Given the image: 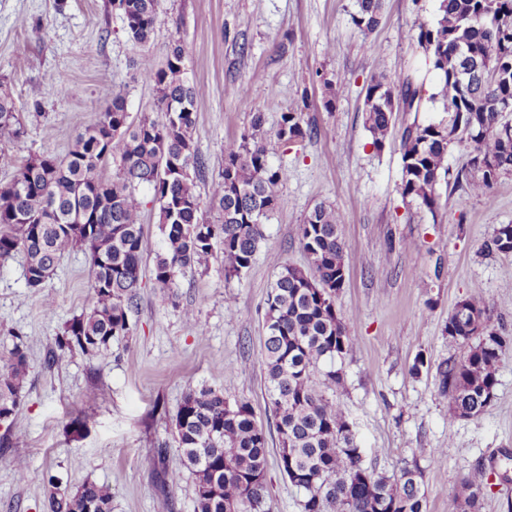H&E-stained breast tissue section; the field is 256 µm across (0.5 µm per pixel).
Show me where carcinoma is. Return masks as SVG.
Listing matches in <instances>:
<instances>
[{
	"mask_svg": "<svg viewBox=\"0 0 512 512\" xmlns=\"http://www.w3.org/2000/svg\"><path fill=\"white\" fill-rule=\"evenodd\" d=\"M356 3L355 24L375 28L381 0ZM111 4L129 36L148 42L157 0ZM416 41L439 76L448 123L414 124L402 131L401 193L431 210L437 186L450 176L446 159L455 145L473 144L465 167L454 176V184L465 185L471 194H486L512 175V121L504 115L512 112V0H439L435 21L419 24ZM459 49L482 65L470 89L457 78ZM184 58L182 42L174 39L163 63L149 56L138 62L139 74L155 90L162 121H128L125 96L116 92L97 123L76 136L64 160L43 153L27 160L11 181L0 183V263L22 254L29 287H41L64 254L83 250L89 256L93 306L65 323L49 366L60 352L94 356L130 332L128 311L138 297L143 260L136 187H152L159 203L164 253L156 257L152 274L164 290L177 287V270L208 255L217 238L224 246L227 280L240 276L261 247L263 219L275 208L277 188L288 179V170L269 165L263 117L255 113L252 132L229 145L224 171L211 185L220 222H204L195 190L203 164L194 160L192 137L195 104L204 89L187 81ZM398 100L411 112L421 111L423 89L414 71L403 68L371 78L364 124L378 150L392 133ZM25 133L14 99L0 88V142L19 140ZM309 136L299 113L282 114L276 132L281 146ZM108 161L116 165L110 180L100 173ZM343 223V216L325 205L305 216L299 242L308 266H281L265 302L261 359L276 418L278 461H288L282 473L304 491L302 512H426L417 464L405 465L392 477L365 466L353 423L330 396L343 381L336 359L355 341L350 318L334 302L345 279ZM491 247L512 253V224L496 229ZM446 332L450 342L468 350L438 365L440 394L448 398L450 418L477 417L494 399L506 337L475 298L456 304ZM475 337L478 343L469 344ZM29 369L18 343L0 360V423L20 406ZM175 441L184 466L195 476L194 512H266L268 440L250 403L231 404L209 387L187 392L175 417ZM47 483L46 512H112V489L105 483L86 481L62 490L53 475ZM490 487V473L474 469L449 497L448 512H478Z\"/></svg>",
	"mask_w": 512,
	"mask_h": 512,
	"instance_id": "carcinoma-1",
	"label": "carcinoma"
}]
</instances>
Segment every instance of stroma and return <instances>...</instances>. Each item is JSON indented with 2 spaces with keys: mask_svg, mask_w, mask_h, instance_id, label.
Returning a JSON list of instances; mask_svg holds the SVG:
<instances>
[{
  "mask_svg": "<svg viewBox=\"0 0 512 512\" xmlns=\"http://www.w3.org/2000/svg\"><path fill=\"white\" fill-rule=\"evenodd\" d=\"M439 0H382L374 30L353 21L355 0H158L147 43L128 35L111 0H0V84L24 116L26 136L0 147V183L30 157H65L78 132L95 124L112 93H123L130 121L157 118L155 92L136 64L163 61L172 36L185 47L196 102L193 148L204 169L196 182L203 219L216 223L210 188L224 169L226 146L250 132L254 113L274 138L281 115L298 110L313 136L273 148L271 166L288 179L265 221L266 239L240 277H224V250L177 274L174 296L156 288L151 270L161 250L158 204L142 201L141 288L128 313L130 333L103 356L73 352L44 361L72 316L89 310L90 260L65 254L42 288L26 284L23 256L0 265V359L14 344L30 373L16 414L0 424V512H44L47 474L65 487L108 484L112 512H194V477L174 439L183 395L209 387L229 402L248 401L268 438L267 512H302L303 494L278 466V435L268 406L261 349L265 300L281 265L306 266L299 226L315 205L343 218L346 280L337 309L351 315L355 342L340 364L333 396L354 423L366 464L388 476L405 464L423 472L427 512H448V496L476 467L492 488L479 512H512V253L491 249L496 228L512 224V175L475 196L440 182L434 208L402 197L400 134L412 124L446 119L440 105L397 112L382 149L364 127L367 86L378 71L418 68L420 22ZM338 93L326 108L328 87ZM40 109H33L32 98ZM479 297L508 342L500 354L496 395L471 419H451L439 391L438 364L461 357L448 317L457 302ZM195 312L187 322L185 309ZM425 367L412 372L417 357ZM444 449L433 459V449ZM165 468H151L157 450ZM28 464L18 478L14 457ZM167 472L177 483H164Z\"/></svg>",
  "mask_w": 512,
  "mask_h": 512,
  "instance_id": "1",
  "label": "stroma"
}]
</instances>
